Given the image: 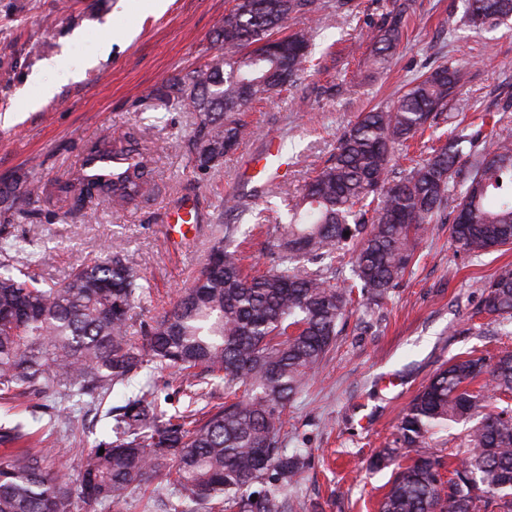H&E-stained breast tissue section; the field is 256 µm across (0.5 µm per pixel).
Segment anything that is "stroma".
<instances>
[{"instance_id":"obj_1","label":"stroma","mask_w":512,"mask_h":512,"mask_svg":"<svg viewBox=\"0 0 512 512\" xmlns=\"http://www.w3.org/2000/svg\"><path fill=\"white\" fill-rule=\"evenodd\" d=\"M355 2L348 15L337 11L336 0H317L302 21L313 32L317 72L253 104L246 116L251 138L202 175L189 158L193 114L160 102L155 90L217 54L213 32L233 0H170L157 15L144 13L141 0H0V182L36 181L43 189L7 228L28 253L44 257L37 273L61 283L77 260L121 245L148 284L132 311L130 332L138 341L142 324L189 286L225 225L249 231L246 262L267 268L274 237L255 224V214L277 224L283 198L300 194L314 162L335 152L357 113L390 101L432 63L468 64L455 106L466 133L488 135L481 122L488 112L512 126V23L476 32L460 22L461 0H416L408 33L384 70L370 54L371 38L391 0ZM105 38L112 42L106 57L99 52ZM55 58L63 67L46 68ZM46 85L55 89L47 100ZM143 126L151 129L149 193L122 208L92 203L71 215L57 199L58 185L80 168L87 147L100 138L129 147ZM270 138L281 143L285 177L247 182L251 154ZM229 195L241 209L225 208ZM185 200L196 208V228L170 236L165 210ZM508 263L512 249L457 254L447 225L434 224L386 303L349 314L319 372L284 414L282 445L304 461L284 491L287 512H377L393 470L370 461L389 446L412 398L450 359L512 347L511 323L474 314L485 283ZM143 386L167 414L188 404L180 374L151 367L116 387L106 406L124 404ZM15 415L27 422L37 447L49 450L53 469L69 477L81 449L111 436L93 407L53 422L38 399L25 398Z\"/></svg>"}]
</instances>
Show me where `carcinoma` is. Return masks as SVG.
I'll return each mask as SVG.
<instances>
[{
	"label": "carcinoma",
	"mask_w": 512,
	"mask_h": 512,
	"mask_svg": "<svg viewBox=\"0 0 512 512\" xmlns=\"http://www.w3.org/2000/svg\"><path fill=\"white\" fill-rule=\"evenodd\" d=\"M415 0H393L374 35L376 62L395 52ZM462 22L473 29L512 18V0H464ZM315 0H235L215 31L224 46L203 69L156 90L165 102L197 116L190 154L205 174L226 148L251 135L244 109L313 69L312 34L299 20ZM288 35L276 40L272 33ZM465 74L459 63H439L406 85L390 104L355 117L336 151L314 171L278 225L276 252L264 273L244 266L238 224L224 225L190 287L143 332L129 337L131 311L146 294L142 277L115 245L86 258L64 283L30 272L0 239V409L31 395H57L46 407L66 418L64 399L101 405L150 365L177 370L191 401L208 400L224 381L226 401L200 417L185 411L163 419L153 391L142 387L110 411L114 439L81 452L76 482L48 464V454L23 447V425H0V512H123L122 493L161 475L170 495L205 512H284V486L301 457L280 446L283 411L322 365L355 292L375 306L415 259L436 223H451L457 252L478 256L512 244V129H491L484 145L453 124ZM448 124L444 143L432 145L412 168L397 154L417 134ZM124 159L121 168L81 169L60 187L81 212L96 200L129 204L146 191L147 152L117 154L102 139L87 160ZM0 187V227L20 205L39 195ZM349 235H344V232ZM353 278L335 280L344 265ZM480 314L512 320V267L485 284ZM463 425L448 452L450 477L432 451L436 434ZM372 460L395 464L378 512H512V351L493 357L468 353L441 367L414 396L393 440ZM104 454H99V450Z\"/></svg>",
	"instance_id": "cac0c4a2"
}]
</instances>
